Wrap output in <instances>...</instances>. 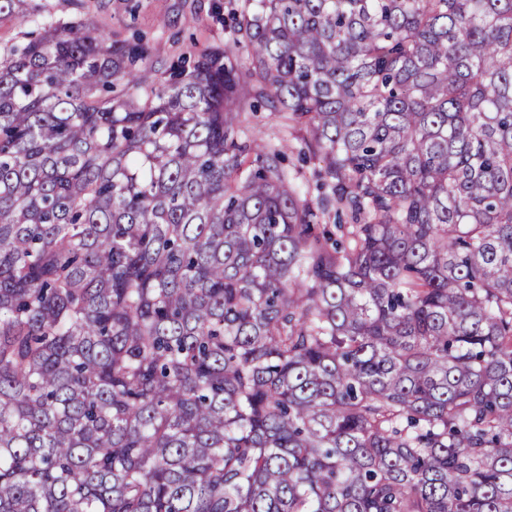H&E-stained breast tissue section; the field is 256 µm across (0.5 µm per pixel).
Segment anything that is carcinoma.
<instances>
[{"mask_svg": "<svg viewBox=\"0 0 512 512\" xmlns=\"http://www.w3.org/2000/svg\"><path fill=\"white\" fill-rule=\"evenodd\" d=\"M2 17L0 512H512V0ZM229 0H29L41 16L64 21L91 17L97 26L122 38L138 37L151 61H170L189 45L224 48L231 31L212 17L213 4L228 13ZM226 6V8H225ZM194 16V22H191ZM244 116L255 132H259L260 136L268 141L277 142L288 139V144L295 145L297 143L295 138L301 135L294 130H288L287 132L282 127L280 121L265 110L250 112L249 107H247ZM284 169L290 176L296 177V182L309 199L315 200L323 191L319 188L320 181L316 176L318 164L315 160L302 161L297 150H287Z\"/></svg>", "mask_w": 512, "mask_h": 512, "instance_id": "1", "label": "carcinoma"}]
</instances>
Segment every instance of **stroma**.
Instances as JSON below:
<instances>
[{
  "mask_svg": "<svg viewBox=\"0 0 512 512\" xmlns=\"http://www.w3.org/2000/svg\"><path fill=\"white\" fill-rule=\"evenodd\" d=\"M228 0H29L41 15L64 21L92 18L104 31L141 38L151 61H170L189 43L223 46L231 31L212 16Z\"/></svg>",
  "mask_w": 512,
  "mask_h": 512,
  "instance_id": "stroma-1",
  "label": "stroma"
}]
</instances>
